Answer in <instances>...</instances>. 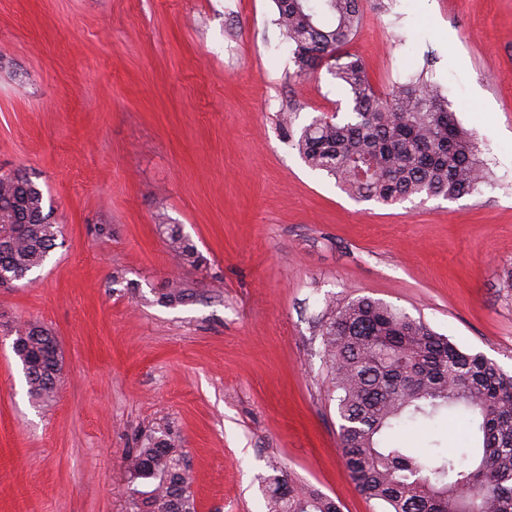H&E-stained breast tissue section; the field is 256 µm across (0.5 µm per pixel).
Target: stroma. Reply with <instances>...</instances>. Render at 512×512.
<instances>
[{
    "label": "stroma",
    "mask_w": 512,
    "mask_h": 512,
    "mask_svg": "<svg viewBox=\"0 0 512 512\" xmlns=\"http://www.w3.org/2000/svg\"><path fill=\"white\" fill-rule=\"evenodd\" d=\"M362 7L350 52L378 93L442 86L489 169L478 192L383 205L309 167L295 140L351 97L295 76L273 0H0V172L60 227L31 283L0 288V512H133L125 460L164 427L196 512H267L278 469L381 512L342 454L330 305L380 300L512 376V0ZM174 275L193 295L168 306ZM27 322L59 342L48 401L7 336ZM389 440L469 445L445 413ZM160 230L165 234L171 250L184 264L199 267L207 263V259L200 254L195 246L183 236L180 229L171 224H159Z\"/></svg>",
    "instance_id": "35a3bbf8"
}]
</instances>
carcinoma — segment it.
Here are the masks:
<instances>
[{"label": "carcinoma", "mask_w": 512, "mask_h": 512, "mask_svg": "<svg viewBox=\"0 0 512 512\" xmlns=\"http://www.w3.org/2000/svg\"><path fill=\"white\" fill-rule=\"evenodd\" d=\"M278 25L293 47L296 75L325 67L351 94V112L317 118L295 147L349 195L391 205L412 197L457 199L486 183L488 171L471 133L441 87L423 77L378 94L361 59L347 46L363 22L361 0H274ZM183 263H207L171 224L160 225ZM60 230L44 212L43 193L27 177L0 173V275L26 279L55 247ZM192 296L173 280L161 299ZM327 363L340 391V443L360 491L382 512H512V376L462 350L425 322L370 298L330 311L323 325ZM49 333L37 323L19 330L14 353L29 393L50 399L61 366L47 357ZM446 410L468 417L478 446L425 459L382 435L405 420ZM135 512H196L189 469L168 432L128 457ZM269 512H341L333 499L283 475L268 478Z\"/></svg>", "instance_id": "obj_1"}]
</instances>
